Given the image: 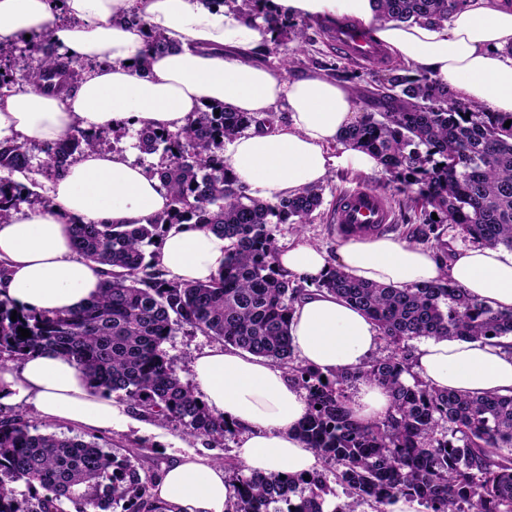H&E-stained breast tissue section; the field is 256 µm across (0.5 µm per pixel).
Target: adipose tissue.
<instances>
[{
  "label": "adipose tissue",
  "mask_w": 512,
  "mask_h": 512,
  "mask_svg": "<svg viewBox=\"0 0 512 512\" xmlns=\"http://www.w3.org/2000/svg\"><path fill=\"white\" fill-rule=\"evenodd\" d=\"M137 7L147 25L124 20ZM280 14H332L364 22L373 0H269ZM162 33L175 52L146 54L148 31ZM49 36L59 53L95 68L78 89L50 94L27 86L0 98V142L44 144L70 128L109 131L145 126L184 127L206 104H224L266 118L284 109L288 124L250 130L234 138L225 155L230 173L249 196L268 202L318 185L334 161L324 147L355 117L354 95L343 85L307 73L286 80L260 61L257 50L271 34L211 0H0V45ZM376 36L399 60L448 82L467 101L512 113V0H472L448 23L383 22ZM44 211L20 207L0 223V262L10 274L0 298L32 311L78 308L96 295L101 265L74 247L77 224H144L163 212L169 196L157 178L131 160L86 151L67 173L44 189ZM228 242L194 224L167 232L158 261L168 276L205 282L224 265ZM297 280H320L331 266L370 282L409 288L449 280L500 311L512 310V254L488 245L456 251L440 265L431 250L389 235L351 240L336 260L297 242L277 254ZM289 335L294 353L323 374L354 368L376 349L379 330L362 311L326 292L294 305ZM415 371L440 389L512 395V351L481 341L429 338ZM195 393L210 412L242 432L235 453L247 471L284 476L317 469L319 458L300 438L307 412L302 390L266 359L216 347L191 364ZM32 405L43 419L91 432L126 417L91 387L72 359L45 352L0 368V401ZM390 407L387 391L362 381L348 408L372 423ZM233 491L223 465L195 453L166 464L150 491L153 512H227Z\"/></svg>",
  "instance_id": "ef3b65f1"
}]
</instances>
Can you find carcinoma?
Returning <instances> with one entry per match:
<instances>
[{
  "mask_svg": "<svg viewBox=\"0 0 512 512\" xmlns=\"http://www.w3.org/2000/svg\"><path fill=\"white\" fill-rule=\"evenodd\" d=\"M297 48L281 60L289 71L308 41L307 27L271 14L262 0H208ZM382 21L444 23L466 0H374ZM36 64L18 75L0 67V97L18 84L66 87L79 62L58 52L50 38L35 44ZM172 45L148 37L147 52ZM373 80L378 111L361 115L338 135L345 147L374 156L413 194L420 223L406 238L427 244L443 265L450 254L443 225L456 224L478 242L512 252V114L483 105H461L446 83L415 66L382 69ZM219 114H214V111ZM265 122L245 112L208 106L176 133L136 131L145 153L162 151L150 169L170 195L166 211L146 224H76L74 245L85 259L108 267L100 293L69 312H34L0 299V359L24 360L52 351L74 359L93 387L142 417L179 429L190 439L218 444L233 429L197 399L177 373L164 344L184 326L263 357L285 370L305 392L301 437L321 459L310 479L236 472L232 512H387L402 496L422 512H512V395L461 393L431 386L414 371L407 343L420 338L489 342L512 334V312L495 310L445 280L395 288L354 279L333 266L316 290L326 291L369 316L381 338L394 346L353 370L322 377L295 360L289 339L294 304L306 287L276 265L279 225L302 228L323 204L319 185L278 201L250 197L229 176L224 144ZM106 133L79 127L41 144L42 173L54 179ZM25 144L0 143V222L25 203L44 209L49 197L18 182L33 172ZM437 219H432V214ZM198 224L229 241L224 267L207 282L167 277L158 260L166 226ZM153 250H148V247ZM16 320H11V314ZM31 337L20 336L19 328ZM368 379L383 386L390 409L362 424L347 409L349 389ZM157 474H143L135 453L117 455L78 437L39 432L20 416L0 418V512H150ZM21 484L18 492L13 485ZM342 488L346 500L328 509V496Z\"/></svg>",
  "mask_w": 512,
  "mask_h": 512,
  "instance_id": "1",
  "label": "carcinoma"
}]
</instances>
